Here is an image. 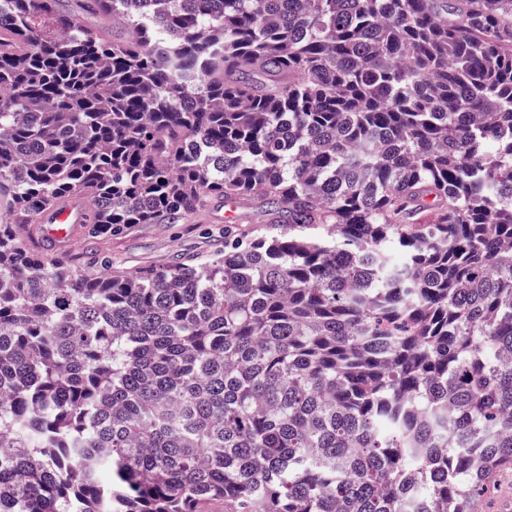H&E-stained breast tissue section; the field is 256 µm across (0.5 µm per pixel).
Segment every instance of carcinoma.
<instances>
[{"instance_id":"obj_1","label":"carcinoma","mask_w":512,"mask_h":512,"mask_svg":"<svg viewBox=\"0 0 512 512\" xmlns=\"http://www.w3.org/2000/svg\"><path fill=\"white\" fill-rule=\"evenodd\" d=\"M82 193L278 231L146 276L12 237ZM2 215L0 512H473L512 471V0H0Z\"/></svg>"}]
</instances>
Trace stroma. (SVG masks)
<instances>
[{
    "label": "stroma",
    "mask_w": 512,
    "mask_h": 512,
    "mask_svg": "<svg viewBox=\"0 0 512 512\" xmlns=\"http://www.w3.org/2000/svg\"><path fill=\"white\" fill-rule=\"evenodd\" d=\"M14 230L29 248L71 260L85 270L136 275L221 257L226 236L251 237L271 232L272 226L264 208L258 202L248 201L233 209L211 202L173 224H127L108 233L84 224L72 243L60 247L42 242L33 225L18 224Z\"/></svg>",
    "instance_id": "1"
}]
</instances>
